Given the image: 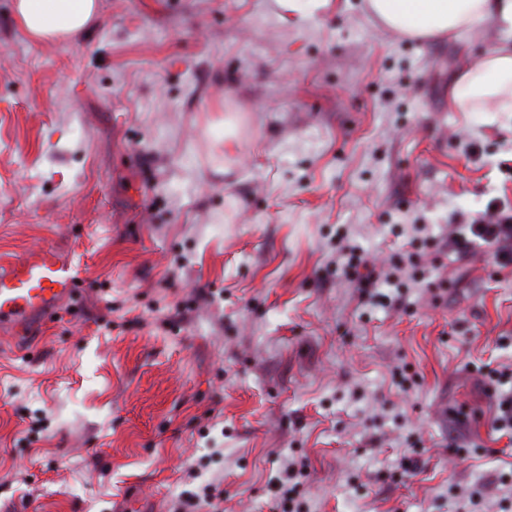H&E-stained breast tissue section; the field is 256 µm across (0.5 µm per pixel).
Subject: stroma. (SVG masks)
Wrapping results in <instances>:
<instances>
[{"label": "stroma", "instance_id": "obj_1", "mask_svg": "<svg viewBox=\"0 0 512 512\" xmlns=\"http://www.w3.org/2000/svg\"><path fill=\"white\" fill-rule=\"evenodd\" d=\"M99 2L41 42L0 0V267L87 271L35 341L0 334V512H176L212 480L274 512L289 467L293 512H512V265L448 248L512 201V112L450 104L499 26ZM344 243L403 307L361 302ZM491 427L495 433L512 437V395L498 399Z\"/></svg>", "mask_w": 512, "mask_h": 512}]
</instances>
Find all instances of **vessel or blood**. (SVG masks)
Returning a JSON list of instances; mask_svg holds the SVG:
<instances>
[{"label":"vessel or blood","mask_w":512,"mask_h":512,"mask_svg":"<svg viewBox=\"0 0 512 512\" xmlns=\"http://www.w3.org/2000/svg\"><path fill=\"white\" fill-rule=\"evenodd\" d=\"M78 279V265L55 254L18 259L0 273V331L45 321L56 300L72 294Z\"/></svg>","instance_id":"1"}]
</instances>
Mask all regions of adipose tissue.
I'll list each match as a JSON object with an SVG mask.
<instances>
[{
  "instance_id": "adipose-tissue-1",
  "label": "adipose tissue",
  "mask_w": 512,
  "mask_h": 512,
  "mask_svg": "<svg viewBox=\"0 0 512 512\" xmlns=\"http://www.w3.org/2000/svg\"><path fill=\"white\" fill-rule=\"evenodd\" d=\"M371 17L399 36L458 38L495 21L506 36L462 69L451 90L459 112H512V0H366ZM97 0H15L19 27L31 38L55 41L82 32Z\"/></svg>"
}]
</instances>
